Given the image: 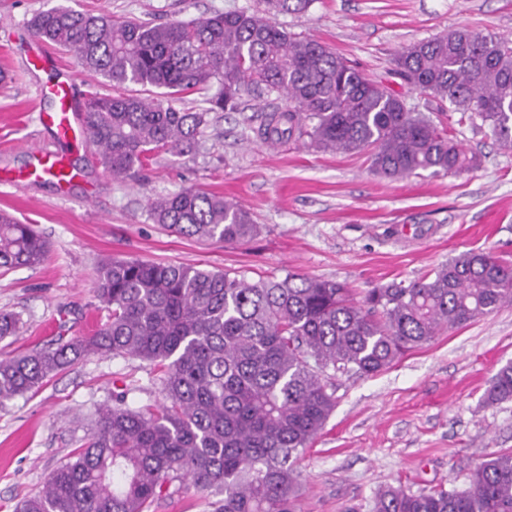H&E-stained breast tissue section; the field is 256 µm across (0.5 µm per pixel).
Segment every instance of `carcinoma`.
<instances>
[{"mask_svg": "<svg viewBox=\"0 0 512 512\" xmlns=\"http://www.w3.org/2000/svg\"><path fill=\"white\" fill-rule=\"evenodd\" d=\"M312 0H263L262 11L190 21L116 20L58 6L36 13L39 39L104 79L85 97V140L116 179L155 154L193 152L212 112H236L246 97L269 106L255 129L274 147L307 139L315 149L368 153L391 179L461 174L480 163L447 125L408 108L320 42L290 35L273 16ZM399 78L449 102L458 122L476 118L512 150V39L456 29L405 47ZM213 91L208 107L176 102ZM154 223L198 240L243 244L251 213L222 196L183 188L153 198ZM48 241L29 225L0 220V269L35 266ZM94 291L107 321L92 335L0 359V403L40 389L90 355L131 357L157 371L162 401L132 407L129 389L98 407L86 442L50 473L18 512H151L175 483L214 497L213 512H297L294 462L335 407L328 371L375 375L439 332L512 305V266L469 251L414 281L366 289L290 274L252 280L197 265L114 258ZM0 312V339L18 328ZM512 400V363L486 393ZM370 512H512V453H490L468 486L410 492L385 486Z\"/></svg>", "mask_w": 512, "mask_h": 512, "instance_id": "cac0c4a2", "label": "carcinoma"}]
</instances>
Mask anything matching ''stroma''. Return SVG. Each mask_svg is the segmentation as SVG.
I'll return each mask as SVG.
<instances>
[{
  "mask_svg": "<svg viewBox=\"0 0 512 512\" xmlns=\"http://www.w3.org/2000/svg\"><path fill=\"white\" fill-rule=\"evenodd\" d=\"M69 6L108 10L113 18L190 20L254 10L258 0H0V211L35 225L50 242L42 264L0 274V311L18 314L15 335L0 339V358L92 334L105 314L93 285L114 258L194 264L251 279L290 274L345 284L354 292L413 281L449 259L480 250L512 263V151L487 126L450 121L454 138L480 164L460 175L389 179L363 154L320 151L303 141L275 147L254 130L265 101L215 112L199 153L156 155L124 180L96 165L81 134L57 142L39 115L51 76L71 80L76 96L101 84L54 49V73L34 68L39 48L27 22ZM279 27L328 46L382 81L418 112L448 103L413 89L394 73L404 47L451 29L512 38V0H312L277 14ZM78 169L66 188L30 178L44 151ZM197 187L249 210L258 227L247 243H202L150 218V197ZM512 362V306L444 332L373 376L335 375L336 407L298 460L299 512H368L386 485L411 492L464 486L491 452H512V401L490 405L485 392ZM128 403L160 401L147 363L91 356L38 391L0 404V512L37 493L48 474L82 445L96 408L122 384Z\"/></svg>",
  "mask_w": 512,
  "mask_h": 512,
  "instance_id": "stroma-1",
  "label": "stroma"
}]
</instances>
